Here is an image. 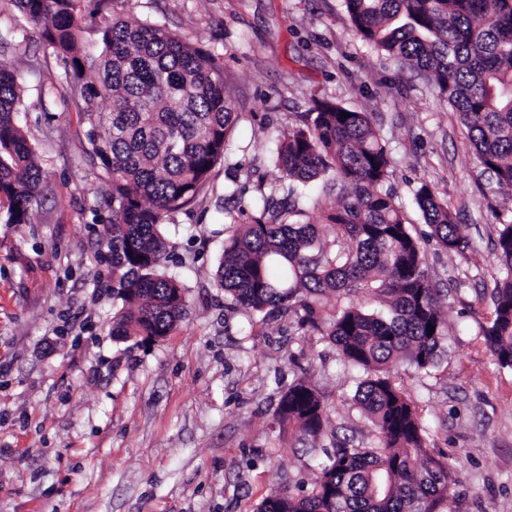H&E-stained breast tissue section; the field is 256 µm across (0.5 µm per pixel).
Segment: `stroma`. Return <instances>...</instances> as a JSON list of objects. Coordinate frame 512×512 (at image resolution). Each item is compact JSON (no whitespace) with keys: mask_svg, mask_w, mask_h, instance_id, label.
Returning <instances> with one entry per match:
<instances>
[{"mask_svg":"<svg viewBox=\"0 0 512 512\" xmlns=\"http://www.w3.org/2000/svg\"><path fill=\"white\" fill-rule=\"evenodd\" d=\"M151 20L219 54L239 117L228 162L165 227L167 275L187 315L145 345L112 334L122 302L95 209L110 191L83 155L87 125L59 94L38 28L0 0V62L22 75L24 132L46 179L30 223L0 208V512H256L272 491L310 493L318 476L296 432L278 424V392L309 382L328 430L374 442L352 396L361 370L323 336L272 319L244 331L214 273L224 247V189L244 199L277 183L276 130L325 97L370 112L393 158L391 187L448 312L447 350L425 375H391L413 401L432 452L455 479L442 512H512V369L483 336L499 275L498 218L512 213L457 112L409 70L355 35L342 0H130ZM428 183L472 247L441 249L413 201Z\"/></svg>","mask_w":512,"mask_h":512,"instance_id":"obj_1","label":"stroma"}]
</instances>
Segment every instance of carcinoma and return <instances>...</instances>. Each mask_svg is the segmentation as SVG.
Here are the masks:
<instances>
[{
	"label": "carcinoma",
	"mask_w": 512,
	"mask_h": 512,
	"mask_svg": "<svg viewBox=\"0 0 512 512\" xmlns=\"http://www.w3.org/2000/svg\"><path fill=\"white\" fill-rule=\"evenodd\" d=\"M12 2L40 26L60 66L56 83L86 119L83 152L112 181L101 205L110 213L113 293L125 305L113 316L112 335L156 342L186 313L182 284L159 271L168 255L162 226L227 159L238 119L224 64L160 23L124 19L118 7L125 0H92L102 44L95 57L80 36L85 0ZM342 2L362 42L438 90L467 127L484 170L512 195V0ZM23 94L17 69L1 61L0 198L9 202L8 224L29 223L42 185L36 152L16 120L26 108ZM271 162L279 183L260 182L254 200L224 208L215 272L224 308L247 312L252 324L289 314L298 328L328 337L345 362L363 370L352 400L367 413L376 442L334 436L311 494L278 490L257 512H438L455 480L426 448L413 405L386 367L401 358L420 372L436 368L447 312L388 185L386 143L371 113L323 97L281 134ZM317 179L326 193L343 190L323 227L307 219L303 203ZM414 200L442 249L470 248L429 184L416 188ZM499 223L501 274L483 336L495 364L512 369V218ZM330 294L366 296L384 310L341 305L329 313L323 298ZM276 418L315 448L328 414L314 388L297 379L280 391Z\"/></svg>",
	"instance_id": "obj_1"
}]
</instances>
